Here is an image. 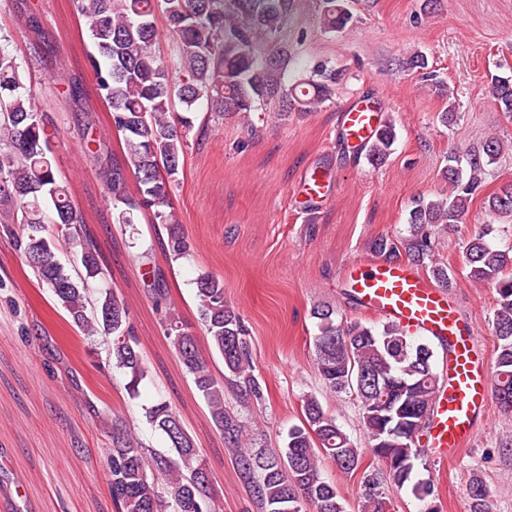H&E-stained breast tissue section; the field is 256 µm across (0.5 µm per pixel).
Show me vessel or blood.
Masks as SVG:
<instances>
[{"label": "vessel or blood", "instance_id": "b4317fda", "mask_svg": "<svg viewBox=\"0 0 512 512\" xmlns=\"http://www.w3.org/2000/svg\"><path fill=\"white\" fill-rule=\"evenodd\" d=\"M382 117L381 107L373 97L345 105L340 120L349 147L363 150L374 138ZM299 186L298 202L309 208L325 200L328 177L312 171L301 179ZM342 280L362 311L452 345L446 381L436 397L427 434L440 458L454 459L476 437L478 421L488 411L494 386L487 355L476 347L471 325L457 298L432 284L416 267L388 262L375 255L349 261Z\"/></svg>", "mask_w": 512, "mask_h": 512}]
</instances>
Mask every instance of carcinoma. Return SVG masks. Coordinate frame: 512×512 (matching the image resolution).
Listing matches in <instances>:
<instances>
[{
    "label": "carcinoma",
    "instance_id": "1",
    "mask_svg": "<svg viewBox=\"0 0 512 512\" xmlns=\"http://www.w3.org/2000/svg\"><path fill=\"white\" fill-rule=\"evenodd\" d=\"M294 0H75L96 49L92 66L101 98L112 108V127L122 139L125 163H110L112 139L96 132L86 119V152L112 200L116 223L132 224L147 213L154 224L168 226V253L175 260L190 254L192 244L179 224L170 195L183 172L200 107L226 118L250 114L262 118L269 107L282 116L313 112L336 94L341 73L327 63L303 69L288 82V42L284 31ZM326 33L353 22L344 0H319ZM172 36L170 53L161 52L157 15ZM488 92L501 111L512 116V79L493 76ZM51 134L31 95L24 91L17 58L0 48V236L14 240L39 283L84 335L111 339L105 365L130 374L135 390L146 376L127 306L109 289L91 292L89 281L103 274L97 252L82 248V270L71 273L57 258L58 243L81 245L85 224L71 204L68 188L56 179L49 156ZM397 139L386 117L365 152L380 166ZM504 146L488 137L467 153V169L448 156L447 194L414 201L409 234L380 235L375 253L387 260L407 257L435 281L452 286L448 265L436 258L438 227L462 223L474 197L481 194L487 166ZM135 180L130 191L128 178ZM485 211L512 218V181L484 200ZM54 229H48V225ZM487 232L466 244L464 266L469 281L494 289L492 324L496 340L495 397L512 411V249L486 240ZM143 276L164 333L224 434L241 477L252 487L263 512H347L336 485L322 472L328 461L345 474H362L365 493L358 512H387L384 487L399 491L410 481L422 432L427 429L440 388L436 353L391 323L348 324L336 321V308L319 303L315 364L324 385L355 397L359 419L370 442L373 461L354 446L314 394L302 399V424L288 430L275 451L242 447L245 424L224 406V388L237 389L244 402L264 400V388L252 369L249 330L224 300V280L202 272L195 279L201 324L211 351L224 362L223 377L213 375L192 327L180 320L161 270L148 252L139 255ZM147 422L165 434L172 455L148 454L131 429L112 420L107 483L118 512H216L215 493L193 441L169 404L158 402L145 412ZM381 461L386 476L374 467ZM467 495L471 512H488L490 491L472 477Z\"/></svg>",
    "mask_w": 512,
    "mask_h": 512
}]
</instances>
